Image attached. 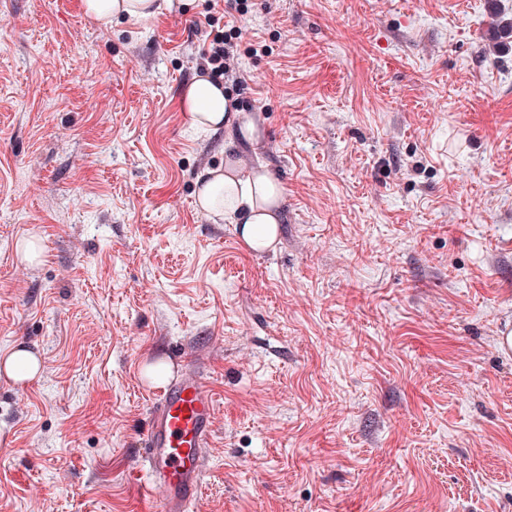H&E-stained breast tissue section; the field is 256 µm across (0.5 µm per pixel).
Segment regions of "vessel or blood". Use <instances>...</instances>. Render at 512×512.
<instances>
[{
  "mask_svg": "<svg viewBox=\"0 0 512 512\" xmlns=\"http://www.w3.org/2000/svg\"><path fill=\"white\" fill-rule=\"evenodd\" d=\"M216 407L206 376L188 369L153 391L143 448L149 474L142 489L161 512H187L198 499Z\"/></svg>",
  "mask_w": 512,
  "mask_h": 512,
  "instance_id": "1",
  "label": "vessel or blood"
}]
</instances>
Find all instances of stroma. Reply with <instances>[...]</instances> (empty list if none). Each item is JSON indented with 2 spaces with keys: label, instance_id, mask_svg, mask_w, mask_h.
Masks as SVG:
<instances>
[{
  "label": "stroma",
  "instance_id": "35a3bbf8",
  "mask_svg": "<svg viewBox=\"0 0 512 512\" xmlns=\"http://www.w3.org/2000/svg\"><path fill=\"white\" fill-rule=\"evenodd\" d=\"M0 0V512H156L150 367L218 398L194 512H512V0H240L230 126L191 21ZM238 161L273 249L196 204ZM43 247L29 261L20 243ZM214 22L211 10L204 15V21H192V27L201 32L205 28L202 48L199 50V58L202 61L201 71L209 74L212 80L224 85L231 83V88L224 86L227 93L234 88L244 90L245 80L237 75L230 61L233 60V43L231 31L225 33L224 27L220 29ZM209 27V30H206ZM235 35L239 32L233 30ZM209 70V72H208ZM224 89L213 83L208 78H200L185 90L182 97V104L191 124L202 131L212 132L225 126L230 118L228 100L224 95ZM3 366L6 376L20 382L33 378L39 371L38 360L23 347L15 349Z\"/></svg>",
  "mask_w": 512,
  "mask_h": 512
}]
</instances>
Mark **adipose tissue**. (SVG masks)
Segmentation results:
<instances>
[{
	"label": "adipose tissue",
	"instance_id": "obj_1",
	"mask_svg": "<svg viewBox=\"0 0 512 512\" xmlns=\"http://www.w3.org/2000/svg\"><path fill=\"white\" fill-rule=\"evenodd\" d=\"M86 14L98 23L111 25L113 17H147L153 0H84ZM191 124L212 132L230 118L222 87L201 78L188 86L182 97ZM197 204L202 211L224 216L254 252L271 249L278 236L283 194L278 180L265 169L241 172L238 163L203 172L198 178Z\"/></svg>",
	"mask_w": 512,
	"mask_h": 512
}]
</instances>
